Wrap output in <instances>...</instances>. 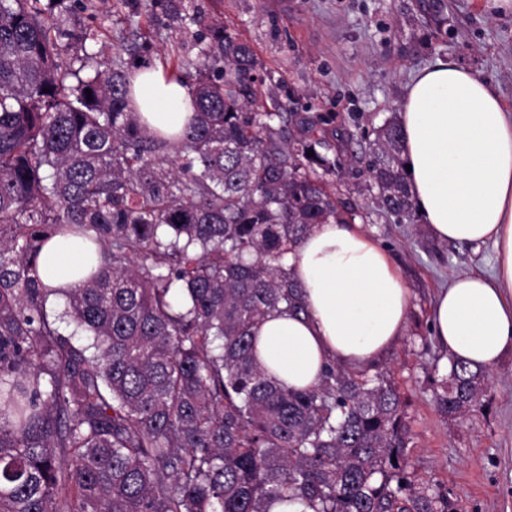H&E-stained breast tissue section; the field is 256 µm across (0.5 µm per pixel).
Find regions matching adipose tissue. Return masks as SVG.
I'll return each instance as SVG.
<instances>
[{
    "mask_svg": "<svg viewBox=\"0 0 512 512\" xmlns=\"http://www.w3.org/2000/svg\"><path fill=\"white\" fill-rule=\"evenodd\" d=\"M133 89L151 128L181 130L192 113L186 87L162 71L137 74ZM400 124L409 188L432 235L494 248L492 272L458 276L438 293L432 334L451 356L494 369L512 352V108L487 80L440 59L412 78ZM82 262L79 241L54 239L39 274L74 287ZM285 264L305 312H274L257 326L255 359L268 377L309 389L325 365L362 367L403 334L410 292L360 225H314Z\"/></svg>",
    "mask_w": 512,
    "mask_h": 512,
    "instance_id": "ef3b65f1",
    "label": "adipose tissue"
}]
</instances>
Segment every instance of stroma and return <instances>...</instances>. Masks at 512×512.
Returning a JSON list of instances; mask_svg holds the SVG:
<instances>
[{
	"instance_id": "obj_1",
	"label": "stroma",
	"mask_w": 512,
	"mask_h": 512,
	"mask_svg": "<svg viewBox=\"0 0 512 512\" xmlns=\"http://www.w3.org/2000/svg\"><path fill=\"white\" fill-rule=\"evenodd\" d=\"M203 2L261 60L264 99L285 112L333 115L365 140L399 113L415 71L438 59L489 81L512 107V13L481 11L477 0ZM436 14L447 19L439 29ZM358 168L345 160L340 190L411 296L406 330L381 359L406 402L411 470L458 512H512V353L492 370L481 410L447 420L433 403L434 370L448 357L431 334L433 299L454 277L489 271L492 246L436 240L419 218L393 223L372 207Z\"/></svg>"
}]
</instances>
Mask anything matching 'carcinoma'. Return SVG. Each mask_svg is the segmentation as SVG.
<instances>
[{"label":"carcinoma","instance_id":"carcinoma-1","mask_svg":"<svg viewBox=\"0 0 512 512\" xmlns=\"http://www.w3.org/2000/svg\"><path fill=\"white\" fill-rule=\"evenodd\" d=\"M101 3L128 22L110 59L88 52L101 30L95 12L75 21L84 0H0V512H453L409 471L386 369L334 364L295 390L253 359L266 315L303 311L288 252L352 223L328 179L350 132L261 100L253 48L196 0ZM157 13L203 45L164 69L193 108L173 137L131 95L158 54L135 18ZM403 151L390 116L362 170L399 224L416 212ZM69 234L98 267L48 288L40 255ZM52 294L90 344L59 331ZM448 361L433 402L463 417L490 376Z\"/></svg>","mask_w":512,"mask_h":512}]
</instances>
